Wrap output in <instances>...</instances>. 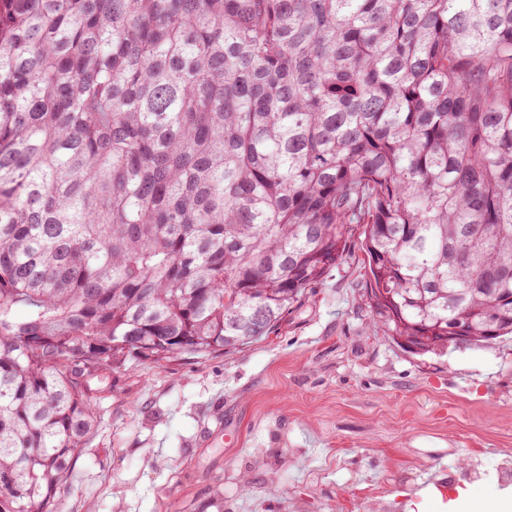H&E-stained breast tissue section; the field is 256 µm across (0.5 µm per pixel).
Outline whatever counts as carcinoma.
<instances>
[{"label": "carcinoma", "instance_id": "carcinoma-1", "mask_svg": "<svg viewBox=\"0 0 512 512\" xmlns=\"http://www.w3.org/2000/svg\"><path fill=\"white\" fill-rule=\"evenodd\" d=\"M360 227L389 336L512 334V0H0V512L88 380L276 332Z\"/></svg>", "mask_w": 512, "mask_h": 512}]
</instances>
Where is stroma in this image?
<instances>
[{"mask_svg": "<svg viewBox=\"0 0 512 512\" xmlns=\"http://www.w3.org/2000/svg\"><path fill=\"white\" fill-rule=\"evenodd\" d=\"M269 338L112 367L66 512H448L512 461V338L416 354L371 325L358 237Z\"/></svg>", "mask_w": 512, "mask_h": 512, "instance_id": "1", "label": "stroma"}]
</instances>
